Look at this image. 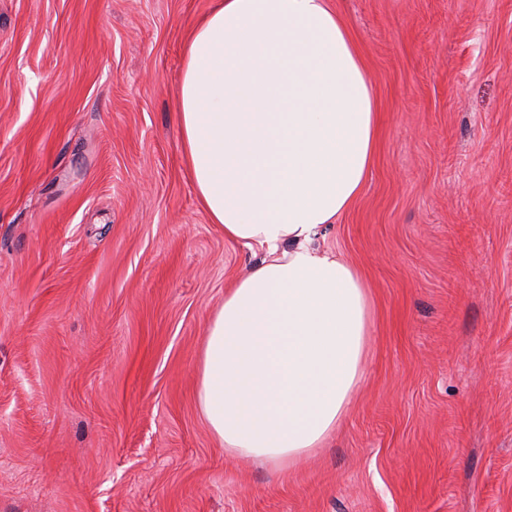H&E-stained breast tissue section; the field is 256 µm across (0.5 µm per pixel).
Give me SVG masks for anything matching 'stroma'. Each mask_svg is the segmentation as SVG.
Instances as JSON below:
<instances>
[{
    "label": "stroma",
    "mask_w": 512,
    "mask_h": 512,
    "mask_svg": "<svg viewBox=\"0 0 512 512\" xmlns=\"http://www.w3.org/2000/svg\"><path fill=\"white\" fill-rule=\"evenodd\" d=\"M214 0H0V512H512V0H332L380 112L314 246L363 269L365 378L325 448L225 452L197 399L261 257L185 164Z\"/></svg>",
    "instance_id": "1"
}]
</instances>
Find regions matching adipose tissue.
<instances>
[{"mask_svg": "<svg viewBox=\"0 0 512 512\" xmlns=\"http://www.w3.org/2000/svg\"><path fill=\"white\" fill-rule=\"evenodd\" d=\"M375 109L329 0H217L185 46L179 118L197 196L225 240L265 252L204 341L198 402L225 450L295 466L346 417L371 302L362 270L312 242L371 172Z\"/></svg>", "mask_w": 512, "mask_h": 512, "instance_id": "adipose-tissue-1", "label": "adipose tissue"}]
</instances>
